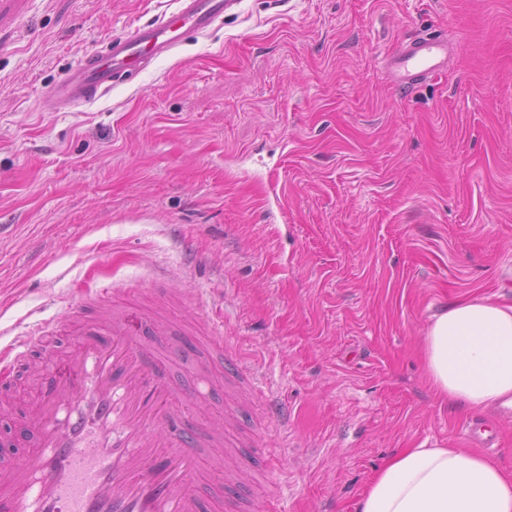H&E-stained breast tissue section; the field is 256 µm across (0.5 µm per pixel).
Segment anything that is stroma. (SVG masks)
I'll return each instance as SVG.
<instances>
[{
  "label": "stroma",
  "instance_id": "stroma-1",
  "mask_svg": "<svg viewBox=\"0 0 512 512\" xmlns=\"http://www.w3.org/2000/svg\"><path fill=\"white\" fill-rule=\"evenodd\" d=\"M173 0H0V348L96 288L160 312L188 406L221 420L199 348L224 344L287 419L255 482L276 512H356L376 470L423 443L468 447L422 338L444 305L512 300V0H239L94 103L34 101ZM442 35L446 71L396 89L385 59Z\"/></svg>",
  "mask_w": 512,
  "mask_h": 512
}]
</instances>
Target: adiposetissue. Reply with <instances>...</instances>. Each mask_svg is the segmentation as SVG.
I'll return each instance as SVG.
<instances>
[{
	"mask_svg": "<svg viewBox=\"0 0 512 512\" xmlns=\"http://www.w3.org/2000/svg\"><path fill=\"white\" fill-rule=\"evenodd\" d=\"M423 357L431 389L454 408L512 396V302L471 296L443 307ZM357 512H512V476L459 448H403L375 472Z\"/></svg>",
	"mask_w": 512,
	"mask_h": 512,
	"instance_id": "1",
	"label": "adipose tissue"
}]
</instances>
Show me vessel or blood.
<instances>
[{"label":"vessel or blood","mask_w":512,"mask_h":512,"mask_svg":"<svg viewBox=\"0 0 512 512\" xmlns=\"http://www.w3.org/2000/svg\"><path fill=\"white\" fill-rule=\"evenodd\" d=\"M236 0H175L174 10L151 24L112 38L105 52L90 54L42 97L53 112L88 102L133 80L156 60L173 54L183 42L223 20ZM448 54L446 41L430 37L403 43L387 58L392 84L409 87L437 73ZM79 318L80 344L68 354L70 378L49 367L54 337L48 328L18 336L0 353V380L24 365L37 375V400L27 413L36 454L0 464V512H250L242 496L212 480L208 493L190 483L196 449L225 444L221 427L201 426L177 401L158 356L142 336H170L174 328L156 317L144 318L133 332L124 313L92 315L89 302H72ZM37 361H30L31 351ZM209 386H231L242 394L255 389V376L228 359Z\"/></svg>","instance_id":"vessel-or-blood-1"}]
</instances>
